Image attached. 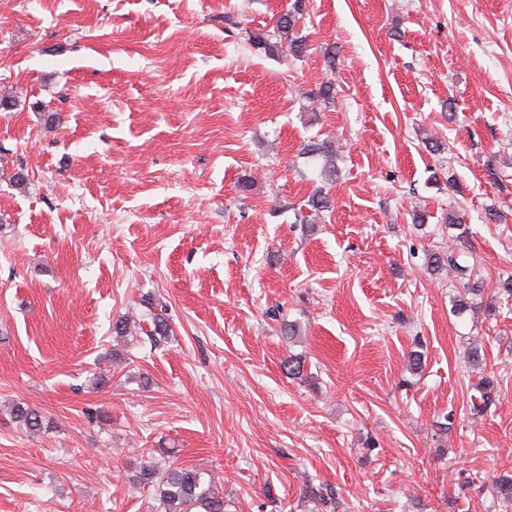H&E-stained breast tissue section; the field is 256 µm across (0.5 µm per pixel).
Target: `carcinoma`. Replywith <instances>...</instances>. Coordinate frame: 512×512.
<instances>
[{
	"instance_id": "cac0c4a2",
	"label": "carcinoma",
	"mask_w": 512,
	"mask_h": 512,
	"mask_svg": "<svg viewBox=\"0 0 512 512\" xmlns=\"http://www.w3.org/2000/svg\"><path fill=\"white\" fill-rule=\"evenodd\" d=\"M304 0H294L288 10L281 14L271 30L256 32L249 37L254 49L272 57H291L299 60L308 52L307 37L299 34L296 26L303 15ZM300 154L324 161L320 172L321 178L331 180L336 177L335 141L325 139L310 141L303 145ZM484 281L478 278L464 285L465 296L458 300L457 307L465 310L472 305L466 296L473 298L481 295ZM498 399L497 386L494 379L486 376L479 384V396L473 401L472 408L476 413H484ZM11 417L26 429L37 432L43 426L41 414L32 407L18 403L11 410ZM138 483L155 488L165 512H224V497L216 492L211 483L203 479L202 473L184 467H175L160 475L152 467H144L137 475ZM495 496L512 506V475L503 474L495 480Z\"/></svg>"
}]
</instances>
